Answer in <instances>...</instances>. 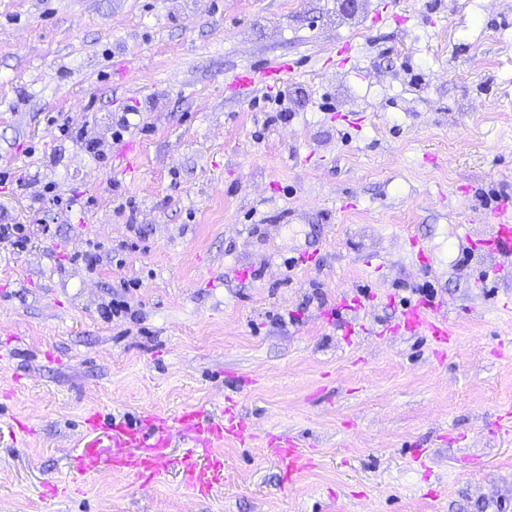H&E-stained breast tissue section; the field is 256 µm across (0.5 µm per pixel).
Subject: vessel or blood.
<instances>
[{"label": "vessel or blood", "instance_id": "b4317fda", "mask_svg": "<svg viewBox=\"0 0 512 512\" xmlns=\"http://www.w3.org/2000/svg\"><path fill=\"white\" fill-rule=\"evenodd\" d=\"M292 70L289 62H274L260 69L243 67L230 75V86L236 97L246 99L260 89L280 86ZM482 239L485 254L492 258L495 271H512V211L501 209L496 224L489 226ZM400 325L407 333L427 332L442 348L454 340L449 311L429 304L408 305ZM111 431L119 452L106 456L98 450L96 442H86L74 460L75 474L84 476L111 467L147 483L174 467L184 486L201 498L212 494L218 475L224 470V459L217 454V447L228 438L243 442L252 436L248 419L232 402L219 406L210 421L203 420L198 411L187 410L174 419L148 416L142 430L118 422L112 425ZM177 438L184 440L185 447L175 456L171 448ZM267 445L283 465L286 475H295L312 464L310 451L295 440L272 435Z\"/></svg>", "mask_w": 512, "mask_h": 512}]
</instances>
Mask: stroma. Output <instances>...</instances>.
I'll return each mask as SVG.
<instances>
[{
    "label": "stroma",
    "mask_w": 512,
    "mask_h": 512,
    "mask_svg": "<svg viewBox=\"0 0 512 512\" xmlns=\"http://www.w3.org/2000/svg\"><path fill=\"white\" fill-rule=\"evenodd\" d=\"M340 2L0 0V512H512V274L458 241L512 197V0ZM280 58L287 119L226 91ZM424 287L448 349L339 303L395 325ZM228 399L254 438L209 498L71 470L87 413ZM268 437L267 445L270 448L267 449L283 465L289 479L312 465L310 451L295 440L275 435Z\"/></svg>",
    "instance_id": "1"
}]
</instances>
